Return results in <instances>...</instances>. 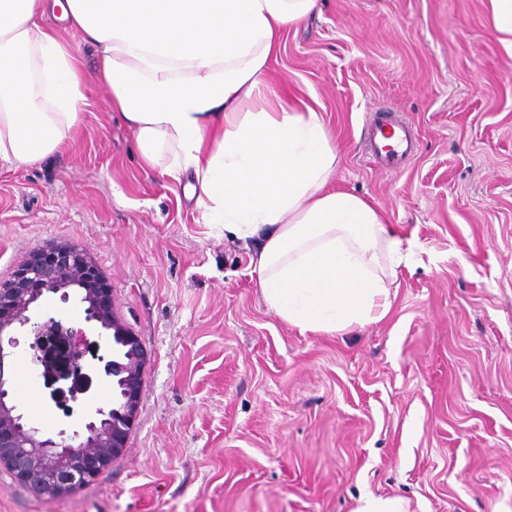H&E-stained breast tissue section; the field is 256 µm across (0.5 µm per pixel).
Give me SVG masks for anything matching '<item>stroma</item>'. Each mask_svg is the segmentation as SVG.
I'll return each mask as SVG.
<instances>
[{"mask_svg":"<svg viewBox=\"0 0 512 512\" xmlns=\"http://www.w3.org/2000/svg\"><path fill=\"white\" fill-rule=\"evenodd\" d=\"M62 151L0 167V282L38 247L85 250L140 340L124 453L63 498L0 466V512H350L364 492L410 512H512V53L488 0H318L282 37L276 91L321 112L335 189L377 201L412 240L386 318L302 333L262 299L258 239L206 224L186 181L141 166L105 106L96 57ZM386 110L417 152L374 167ZM17 403L63 429L29 373Z\"/></svg>","mask_w":512,"mask_h":512,"instance_id":"obj_1","label":"stroma"}]
</instances>
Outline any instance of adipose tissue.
<instances>
[{
    "label": "adipose tissue",
    "mask_w": 512,
    "mask_h": 512,
    "mask_svg": "<svg viewBox=\"0 0 512 512\" xmlns=\"http://www.w3.org/2000/svg\"><path fill=\"white\" fill-rule=\"evenodd\" d=\"M318 0H0V165L61 150L86 104L77 50L98 62L108 106L143 167L190 173L204 223L260 237L264 302L300 332L381 320L410 250L374 201L333 188L339 154L314 108L264 76L283 32Z\"/></svg>",
    "instance_id": "1"
}]
</instances>
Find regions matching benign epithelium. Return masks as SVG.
<instances>
[{
	"mask_svg": "<svg viewBox=\"0 0 512 512\" xmlns=\"http://www.w3.org/2000/svg\"><path fill=\"white\" fill-rule=\"evenodd\" d=\"M41 258L25 259L19 275L0 283V465L47 497L62 498L95 478L126 447L140 400L144 361L137 336L112 312V295L98 287V270L89 255L69 245L38 249ZM56 295L63 304L75 296L83 304V327L63 310L38 312ZM27 336L31 366L46 401L65 418L84 414V429L70 444L27 425L13 404V349L17 332ZM118 391L117 401L97 402V387Z\"/></svg>",
	"mask_w": 512,
	"mask_h": 512,
	"instance_id": "benign-epithelium-1",
	"label": "benign epithelium"
}]
</instances>
